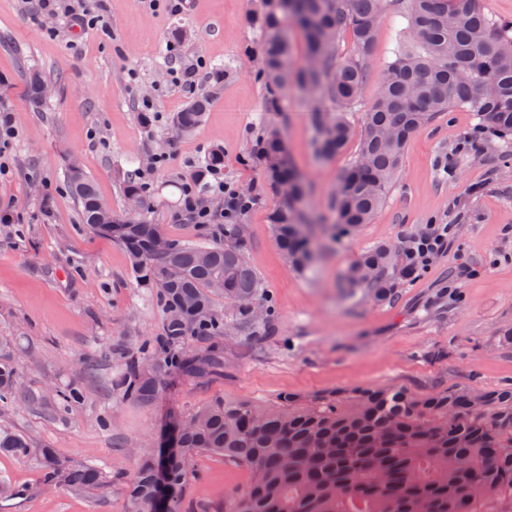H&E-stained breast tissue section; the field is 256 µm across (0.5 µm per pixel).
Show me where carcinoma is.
Listing matches in <instances>:
<instances>
[{
    "instance_id": "cac0c4a2",
    "label": "carcinoma",
    "mask_w": 512,
    "mask_h": 512,
    "mask_svg": "<svg viewBox=\"0 0 512 512\" xmlns=\"http://www.w3.org/2000/svg\"><path fill=\"white\" fill-rule=\"evenodd\" d=\"M383 0H262V77L279 96L299 87L308 100L314 147L325 160L358 136L354 161L340 177L334 209L336 229L345 234L368 224L401 169L410 136L442 112L465 107L475 124L465 142L497 143L503 164L512 163V22L485 13L481 0H409L407 33L384 66L377 100L359 131L347 118L370 71ZM299 26L307 60L295 69L284 21ZM352 36L358 53L337 55L341 34ZM47 77L26 74L31 102L42 105ZM212 94L197 96L171 118L182 133L199 127ZM335 104L329 111L326 102ZM269 188L282 199L270 214L275 238L299 272L314 265L312 228L301 204L306 186L281 134L259 138ZM123 178V197L145 200L139 181L141 159ZM224 167V151L210 149L195 179ZM67 186L80 217L94 233L129 257L137 281L153 289L163 313L157 336L138 351L120 349L123 367L110 384L123 401L149 406L172 375L198 382L224 374L227 322L215 306L235 314L237 328L256 324L254 309L270 318L271 308L242 249L243 225L207 224L204 242L166 238L147 212H117L100 198L85 171L66 168ZM421 234L377 243L348 267L349 288H363L386 304L418 273ZM205 347L195 351L191 344ZM49 404L63 415L85 400L76 386L46 398L25 390L19 357L9 336H0V407L18 397ZM173 445L158 458H141L126 493L125 512H154L157 499L167 512H187L186 464L200 453L219 455L248 468L246 492L224 512H512V385L480 390L450 388L417 396L397 386L354 388L300 399L284 395L266 408L248 401L219 400L172 423ZM0 454L35 461L41 487L66 485L79 493L107 495L112 481L92 464H70L52 448H34L22 433L0 427Z\"/></svg>"
}]
</instances>
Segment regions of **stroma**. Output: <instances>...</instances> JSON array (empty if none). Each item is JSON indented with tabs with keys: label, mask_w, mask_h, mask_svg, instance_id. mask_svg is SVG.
I'll return each instance as SVG.
<instances>
[{
	"label": "stroma",
	"mask_w": 512,
	"mask_h": 512,
	"mask_svg": "<svg viewBox=\"0 0 512 512\" xmlns=\"http://www.w3.org/2000/svg\"><path fill=\"white\" fill-rule=\"evenodd\" d=\"M259 5L182 0L178 10L157 11L149 0H54L43 11L39 0H0V109L15 127L0 154V211L11 215L0 222V336L13 337L26 388L80 386L86 393L63 416L16 401L0 410V426L70 463L96 465L112 480L102 498L64 487L43 493L34 461L0 454V479L28 490L0 500V512H125L138 447L162 442L173 417L219 399L273 407L288 393L393 385L423 396L512 383V343L497 336L512 326V166L501 164L495 146H462L473 113L438 114L407 142L400 175L371 223L332 236L336 187L356 148L319 158L299 91L282 98L280 111H268L261 33L252 21ZM405 6L385 0L375 70L348 110L353 126L380 92L377 72L393 57ZM89 8L103 14L108 32L76 27L74 16ZM216 63L227 73L214 91L208 75ZM30 68L58 77L39 108L25 95ZM207 91L213 103L205 122L179 134L172 114ZM144 110L157 115L153 130L138 121ZM268 125L281 130L308 184L303 209L318 223L317 270L309 276L289 265L269 222L279 199L252 153ZM215 146L224 150L222 178L252 197L238 221L270 322L225 337L223 376L206 383L170 377L149 407L118 400L106 381L119 363L103 362L91 377L86 357L153 339L162 312L151 289L137 285L124 250L83 226L65 168L78 158L101 199L119 211L129 156H162L145 173V208L167 236L192 241L198 228L183 216V194L171 182L186 178ZM427 224L447 225L448 247L393 301L376 304L362 289L343 287L345 270L365 248ZM103 412L105 429L96 422ZM250 480L247 468L201 454L190 466L186 500L195 512H224Z\"/></svg>",
	"instance_id": "1"
}]
</instances>
